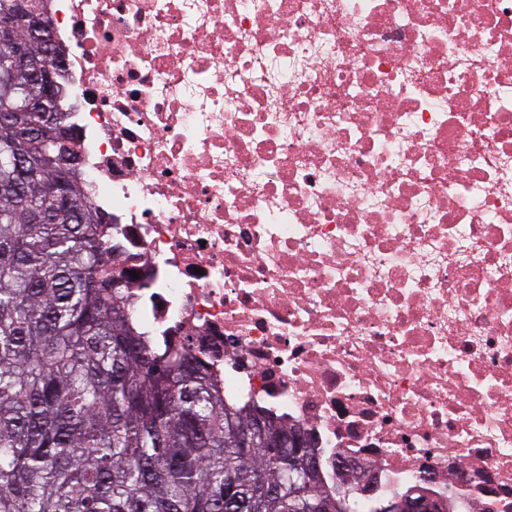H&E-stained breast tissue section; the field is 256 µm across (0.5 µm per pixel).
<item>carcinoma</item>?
<instances>
[{"instance_id": "cac0c4a2", "label": "carcinoma", "mask_w": 512, "mask_h": 512, "mask_svg": "<svg viewBox=\"0 0 512 512\" xmlns=\"http://www.w3.org/2000/svg\"><path fill=\"white\" fill-rule=\"evenodd\" d=\"M16 43L43 63L19 28L0 72ZM38 96L17 69L0 79V512H224L228 490L240 512H373L260 435L241 447L262 411L128 320L99 213L45 146L64 116L54 99L24 109Z\"/></svg>"}]
</instances>
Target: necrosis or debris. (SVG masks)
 <instances>
[{"label": "necrosis or debris", "mask_w": 512, "mask_h": 512, "mask_svg": "<svg viewBox=\"0 0 512 512\" xmlns=\"http://www.w3.org/2000/svg\"><path fill=\"white\" fill-rule=\"evenodd\" d=\"M128 316L326 489L512 512V0H43Z\"/></svg>", "instance_id": "obj_1"}]
</instances>
